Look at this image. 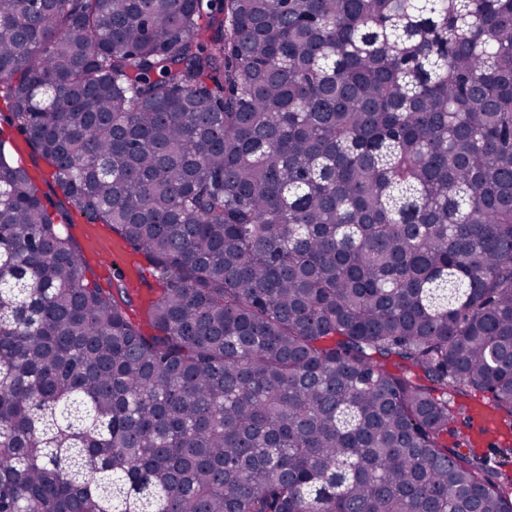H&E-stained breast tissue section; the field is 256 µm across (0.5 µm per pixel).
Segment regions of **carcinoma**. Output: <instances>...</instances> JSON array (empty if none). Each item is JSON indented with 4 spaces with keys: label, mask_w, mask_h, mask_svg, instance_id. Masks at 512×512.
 Returning a JSON list of instances; mask_svg holds the SVG:
<instances>
[{
    "label": "carcinoma",
    "mask_w": 512,
    "mask_h": 512,
    "mask_svg": "<svg viewBox=\"0 0 512 512\" xmlns=\"http://www.w3.org/2000/svg\"><path fill=\"white\" fill-rule=\"evenodd\" d=\"M0 99V512H512V0H0ZM2 128L4 130V137H10L13 139L15 149L16 145L18 143H22L24 145L23 151H17L13 153V157L15 160H17L19 163H21L29 172L37 171L41 172L43 174L42 178L40 180H37L36 182L39 184L41 191L48 196H50L54 201H57V197L54 194V191L57 192L60 195V192L57 191L54 184L52 183L50 176H49V168L45 164V162L34 156L32 151L28 148L27 145H25L22 140L23 138L16 133V131L13 129L11 130L9 127L2 124ZM24 141V140H23ZM128 249L134 257L142 260L144 270V281H142L140 289L136 291V295L132 296L134 300L132 317L136 322L140 323L145 331H149L146 313L150 303L159 295L160 292V282L158 279L159 273L152 271L143 259L139 255L135 254L129 246ZM149 296H151V298L146 301ZM469 420L476 424L474 434L470 435V441L477 446L493 448H479L472 445L471 448H459L460 452L468 454L469 452L484 458L487 463L495 470H502L512 476V433L510 436V446L508 448L498 447L504 436L500 427L495 421L494 415L488 407L481 402H473L468 410Z\"/></svg>",
    "instance_id": "1"
}]
</instances>
